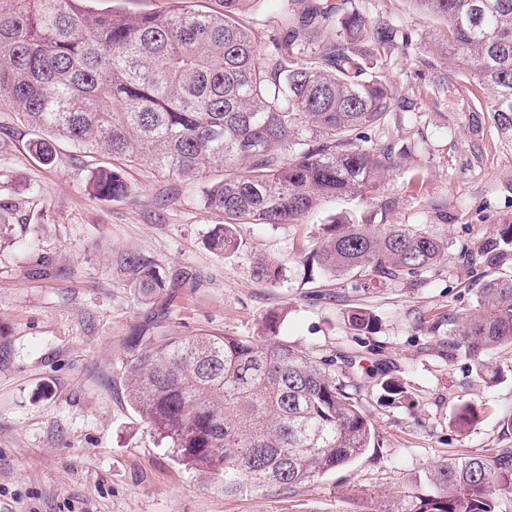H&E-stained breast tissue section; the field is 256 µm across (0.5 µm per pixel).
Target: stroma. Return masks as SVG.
Returning a JSON list of instances; mask_svg holds the SVG:
<instances>
[{
  "mask_svg": "<svg viewBox=\"0 0 512 512\" xmlns=\"http://www.w3.org/2000/svg\"><path fill=\"white\" fill-rule=\"evenodd\" d=\"M356 2L412 36V55L390 69L398 92L421 105L393 112L385 130L414 145L411 162L371 199H330L296 224L241 225L245 247L236 253L205 246L224 221L203 205L211 178L187 184L131 168L126 197L97 200L86 184L105 155L77 160L61 142L55 165H43L29 149L31 131L0 111V512H351L355 494L429 491L426 474L441 459L512 450V350L491 353L497 373L482 379L464 352L443 346L449 315L472 309L486 281L512 274V260L494 267L466 258L512 224V136L489 117L473 125L463 91L423 97L438 21L408 0ZM389 197L397 204L384 223L428 226L448 241L444 260L411 284H369L357 271L340 280L305 274L301 250L324 225ZM254 252L278 258L286 281H253ZM127 253L150 257L181 289L183 310L163 330L248 335L277 310L291 344L353 359L336 376L373 424L366 453L280 496L228 497L213 474L178 464L124 390L128 342L153 316L128 284ZM355 307L376 316L374 334L351 329ZM386 377L403 395L384 391ZM466 401L480 409L470 426L454 420Z\"/></svg>",
  "mask_w": 512,
  "mask_h": 512,
  "instance_id": "stroma-1",
  "label": "stroma"
}]
</instances>
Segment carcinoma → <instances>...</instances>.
Segmentation results:
<instances>
[{"instance_id":"obj_1","label":"carcinoma","mask_w":512,"mask_h":512,"mask_svg":"<svg viewBox=\"0 0 512 512\" xmlns=\"http://www.w3.org/2000/svg\"><path fill=\"white\" fill-rule=\"evenodd\" d=\"M87 0H0V105L33 131L30 149L55 162L56 141L80 154L105 152L195 180L217 170L206 209L224 215L207 245L237 251L242 224H296L329 198L364 199L412 155V146L371 143L396 100L384 64L409 55L411 36L390 18L373 21L353 0H282L277 33L260 52L241 22L255 0H221L219 11L191 0L160 14L134 15ZM443 23L429 83L466 90L474 125L493 113L512 136V0H412ZM91 197L128 193L114 163L90 171ZM448 252V240L419 224H377L363 216L324 225L301 252L308 269L341 279L353 271L411 284ZM479 256H512V225ZM131 287L159 315L180 311L155 261L127 255ZM251 278L275 288L286 269L259 253ZM356 331L374 330L371 311L354 308ZM281 314L260 334L161 331L135 336L125 364L132 407L173 459L212 472L225 495L292 493L348 466L371 447L374 429L359 401L336 379L331 361L279 335ZM512 348V275L487 281L474 308L448 318V352L463 351L478 376L495 375L484 355ZM430 493L401 491L363 502L356 512H497L512 491V460L470 456L438 462Z\"/></svg>"}]
</instances>
